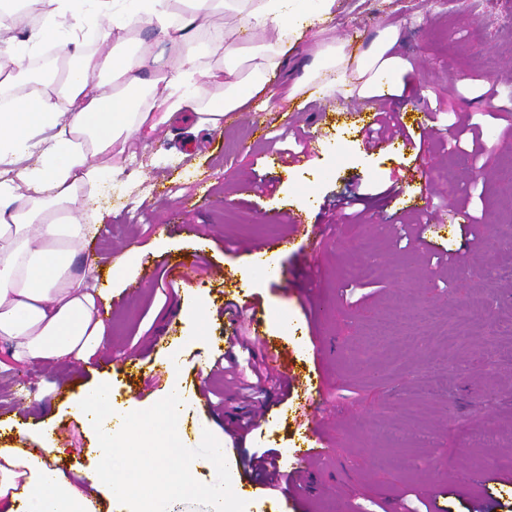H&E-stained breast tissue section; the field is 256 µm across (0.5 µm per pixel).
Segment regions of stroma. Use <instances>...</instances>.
<instances>
[{"mask_svg":"<svg viewBox=\"0 0 512 512\" xmlns=\"http://www.w3.org/2000/svg\"><path fill=\"white\" fill-rule=\"evenodd\" d=\"M388 25L401 29L413 71L401 96L361 109L362 116L368 123L380 112L430 117L438 133L424 146L426 176L416 171L415 150L367 145L346 115L360 109L358 98L313 94L302 112L280 103L247 122L229 113L219 131L200 133L191 151L182 124L162 128L135 147L136 164L75 211L82 222L98 209L110 213L88 247L98 266L134 245L158 262L138 266L135 276L147 285L113 307L107 343L90 362L16 363L0 341L7 363L0 369V429L15 447L37 450L50 445L53 427H70L76 450L54 466L88 490L97 512L128 510L98 478L96 433L73 404L90 382L106 379L123 409L151 407L166 387L143 392L142 381L116 372L114 363L172 354L181 372H193L200 359L226 349L219 311L229 301L255 303L259 333L281 364L325 389L311 409L297 393H272L262 426L238 443L226 430L240 403L222 376L210 375L216 394L206 403H184L180 440L198 447L206 430L222 438L231 474L253 486L246 512H278L283 497L282 489L255 483L247 457L272 448L276 465L292 470V451L305 447L311 421L332 452L304 471L294 512H425L437 486L446 491L444 512H477L486 501L492 512H512V488L502 484L512 478V278L488 285L462 278L459 265L439 263L464 253L489 267H512V0H478L471 18L439 2L336 0L328 32L309 29L293 57L311 63L330 39L369 45ZM323 112L336 119L328 137L306 166L276 170L277 187L267 192L265 155L300 150L303 132L315 130ZM254 123L265 127L264 139L252 136ZM203 173L208 199L187 209ZM395 186L405 193L393 199ZM457 211L468 223H451ZM268 212L280 213V222L265 223ZM299 216L320 225L319 235L303 249L271 251L287 276L256 281L245 246L288 235ZM160 224H195L200 234L160 240ZM424 231L433 246L418 245ZM196 248L224 268L223 290L193 277L170 288L162 259ZM489 288L494 320L461 324L463 301ZM201 302L208 305L202 340L184 344L193 328L185 312ZM309 307L319 317H308ZM172 322L176 333L152 350Z\"/></svg>","mask_w":512,"mask_h":512,"instance_id":"35a3bbf8","label":"stroma"}]
</instances>
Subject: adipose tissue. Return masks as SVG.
Wrapping results in <instances>:
<instances>
[{
  "instance_id": "obj_1",
  "label": "adipose tissue",
  "mask_w": 512,
  "mask_h": 512,
  "mask_svg": "<svg viewBox=\"0 0 512 512\" xmlns=\"http://www.w3.org/2000/svg\"><path fill=\"white\" fill-rule=\"evenodd\" d=\"M33 24V42L0 40V76L15 81L20 56L67 42L62 72L27 81L21 96L0 112V340L15 361L94 356L104 339L97 300L105 289L88 280L94 262L79 248L98 227L73 221L86 191L124 173L134 147L175 120L198 135L222 127L230 112L269 105L270 85L284 73L289 53L306 30L326 23L335 0H235L237 21L224 35L201 41V29L222 0H95L108 22L95 26L84 0H51ZM153 28L177 56L174 70L151 69L145 52L130 51L131 27ZM260 32V45L240 34ZM401 32L381 29L366 50L330 41L302 74L283 86L293 101L309 88L345 89L374 102L399 96L411 70L400 50ZM106 78L110 93L96 91ZM217 97H205V89ZM6 512H88L89 499L66 475L33 455L0 448V498Z\"/></svg>"
}]
</instances>
